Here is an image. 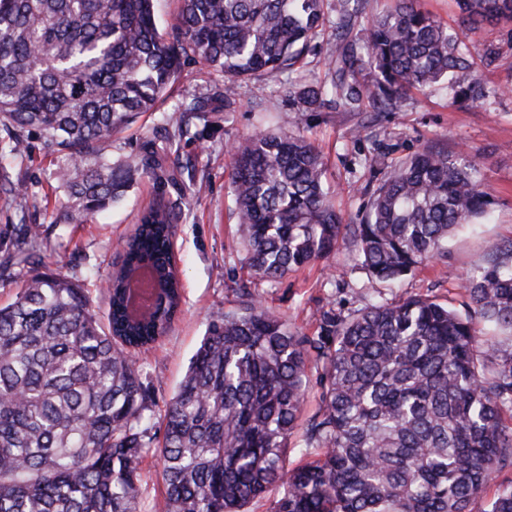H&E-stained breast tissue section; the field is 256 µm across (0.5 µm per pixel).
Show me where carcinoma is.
I'll list each match as a JSON object with an SVG mask.
<instances>
[{"label":"carcinoma","instance_id":"1","mask_svg":"<svg viewBox=\"0 0 512 512\" xmlns=\"http://www.w3.org/2000/svg\"><path fill=\"white\" fill-rule=\"evenodd\" d=\"M157 2L0 0V160L23 156L32 130L64 151L68 224L160 166L153 148L112 163V137L158 111L186 58L223 78L226 112L249 76L289 83L327 25L338 44L325 81L298 93L306 111L367 102L392 112L407 90L443 78L457 103L505 93L460 44L477 25L511 21L512 0H455L459 30L421 0H393L360 29L363 0H178L167 34ZM203 108L180 103L163 121L181 136ZM227 154L245 264L261 278L350 239L370 276L394 281L488 216L478 167L442 151L395 164L346 234L320 153L297 124L242 137ZM173 219L152 203L123 241L105 324L78 280L39 270L37 227L0 229L15 237L0 282L18 288L0 305V512H136L150 451L163 462L161 512H246L276 485L272 512H471L494 474L512 468V241L468 275L463 314L430 298L378 300L347 317L325 312L321 332L306 336L240 289L238 309L210 319L158 431L132 351L164 335L181 306ZM481 324L492 335L481 337ZM311 367L321 406L304 445L319 454L288 469ZM484 512H512V487Z\"/></svg>","mask_w":512,"mask_h":512}]
</instances>
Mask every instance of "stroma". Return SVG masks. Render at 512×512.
Here are the masks:
<instances>
[{"label":"stroma","mask_w":512,"mask_h":512,"mask_svg":"<svg viewBox=\"0 0 512 512\" xmlns=\"http://www.w3.org/2000/svg\"><path fill=\"white\" fill-rule=\"evenodd\" d=\"M335 44V28L326 29L293 73L296 87L324 81L323 59ZM489 48L495 50V60L482 72L489 84L505 88V95L488 105L455 107L442 81L429 89L407 91L395 112H301L287 87L267 77L246 80L235 110L228 112L221 78L188 62L179 87L207 100L205 118L193 125L194 137H174L156 112L138 118L112 143L116 162L144 155L151 145L167 147L162 168L147 170L120 203L93 214L86 223L67 224L61 215L68 198L55 179L66 156L38 134H29L28 153L6 165L20 196L11 202L0 199V227L38 226L49 268L76 277L102 314L107 307L103 283L119 260V244L133 230L138 212L157 198L174 206L182 310L169 334L138 355L141 378L155 397L154 414L159 418L211 315L236 309L238 289H251L289 325L311 336L319 332L322 312L348 316L381 299L394 303L422 296L465 311L467 274L484 262L493 244L512 239V23L482 25L464 39L463 49L473 60H480ZM287 119L298 122L322 152L324 181L344 223H361L368 197L384 174L401 159L427 148L448 151L478 166L483 188L493 201L492 219L460 230L449 238L443 255L391 285L372 279L346 244L281 280L254 278L242 263L244 245L225 148L239 137Z\"/></svg>","instance_id":"35a3bbf8"}]
</instances>
